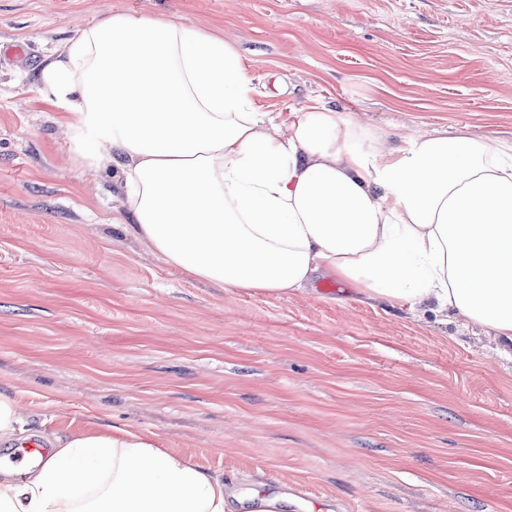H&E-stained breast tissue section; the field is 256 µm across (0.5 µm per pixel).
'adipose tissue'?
Here are the masks:
<instances>
[{
    "label": "adipose tissue",
    "mask_w": 512,
    "mask_h": 512,
    "mask_svg": "<svg viewBox=\"0 0 512 512\" xmlns=\"http://www.w3.org/2000/svg\"><path fill=\"white\" fill-rule=\"evenodd\" d=\"M45 100L115 165L132 234L191 277L256 294L321 277L418 314L431 306L512 345V146L390 144L315 103L281 125L253 105L236 46L117 12L42 64ZM35 465L0 458V512H283L236 493L153 435L50 433Z\"/></svg>",
    "instance_id": "obj_1"
}]
</instances>
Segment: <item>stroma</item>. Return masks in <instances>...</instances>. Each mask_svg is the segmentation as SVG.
I'll return each instance as SVG.
<instances>
[{
	"instance_id": "stroma-1",
	"label": "stroma",
	"mask_w": 512,
	"mask_h": 512,
	"mask_svg": "<svg viewBox=\"0 0 512 512\" xmlns=\"http://www.w3.org/2000/svg\"><path fill=\"white\" fill-rule=\"evenodd\" d=\"M115 12L231 39L280 123L312 99L394 144H512V0H0V392L28 434L131 427L229 488L291 494L288 512L298 487L333 512H512V356L480 328L322 279L198 281L120 225L97 137L36 82Z\"/></svg>"
}]
</instances>
